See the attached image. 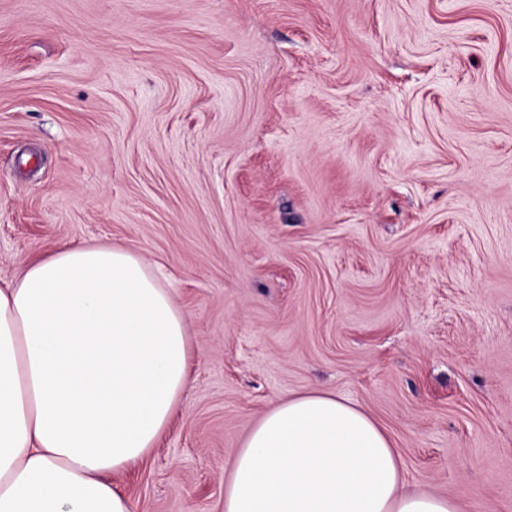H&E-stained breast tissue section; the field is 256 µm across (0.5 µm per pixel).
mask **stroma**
Wrapping results in <instances>:
<instances>
[{
	"label": "stroma",
	"instance_id": "obj_1",
	"mask_svg": "<svg viewBox=\"0 0 512 512\" xmlns=\"http://www.w3.org/2000/svg\"><path fill=\"white\" fill-rule=\"evenodd\" d=\"M83 242L161 265L192 337L112 477L137 512H224L307 391L512 512V0H0V279Z\"/></svg>",
	"mask_w": 512,
	"mask_h": 512
}]
</instances>
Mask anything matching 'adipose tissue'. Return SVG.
Here are the masks:
<instances>
[{
    "label": "adipose tissue",
    "instance_id": "ef3b65f1",
    "mask_svg": "<svg viewBox=\"0 0 512 512\" xmlns=\"http://www.w3.org/2000/svg\"><path fill=\"white\" fill-rule=\"evenodd\" d=\"M186 317L140 255L75 244L0 285V512H134L110 477L155 447L192 385ZM224 512H458L411 489L388 433L330 392L249 430Z\"/></svg>",
    "mask_w": 512,
    "mask_h": 512
}]
</instances>
